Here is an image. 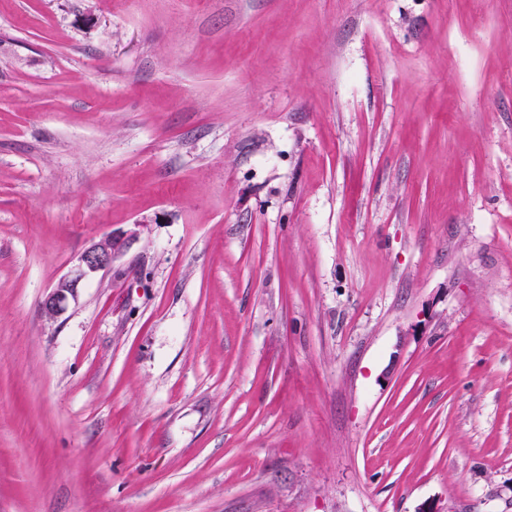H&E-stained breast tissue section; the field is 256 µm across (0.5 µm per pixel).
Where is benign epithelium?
I'll return each instance as SVG.
<instances>
[{"instance_id": "7a95c632", "label": "benign epithelium", "mask_w": 512, "mask_h": 512, "mask_svg": "<svg viewBox=\"0 0 512 512\" xmlns=\"http://www.w3.org/2000/svg\"><path fill=\"white\" fill-rule=\"evenodd\" d=\"M116 248L117 240L109 238L85 251L74 270L61 278L44 297L42 301L44 312L51 317L62 314L69 300L76 296L78 284L82 280L112 267Z\"/></svg>"}]
</instances>
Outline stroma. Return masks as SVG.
<instances>
[{
  "label": "stroma",
  "mask_w": 512,
  "mask_h": 512,
  "mask_svg": "<svg viewBox=\"0 0 512 512\" xmlns=\"http://www.w3.org/2000/svg\"><path fill=\"white\" fill-rule=\"evenodd\" d=\"M427 501L512 512V0H0V512ZM117 240L109 238L85 251L74 270L61 278L44 297L42 308L50 317L62 314L71 298L77 293L78 284L99 272L108 271L117 248Z\"/></svg>",
  "instance_id": "obj_1"
}]
</instances>
